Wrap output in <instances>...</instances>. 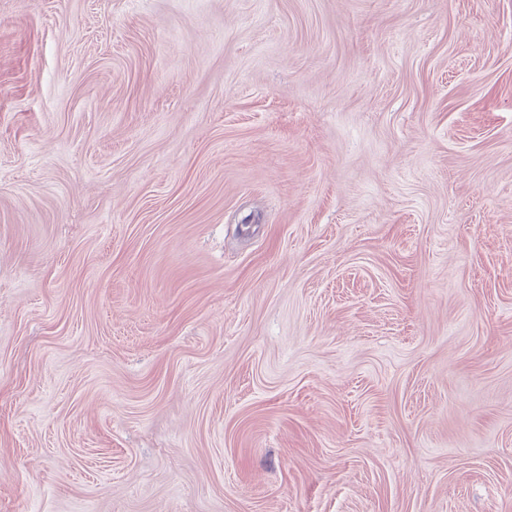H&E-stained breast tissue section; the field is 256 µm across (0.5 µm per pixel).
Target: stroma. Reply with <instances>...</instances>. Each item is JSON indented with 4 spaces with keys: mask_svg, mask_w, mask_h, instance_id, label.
Returning <instances> with one entry per match:
<instances>
[{
    "mask_svg": "<svg viewBox=\"0 0 512 512\" xmlns=\"http://www.w3.org/2000/svg\"><path fill=\"white\" fill-rule=\"evenodd\" d=\"M0 512H512V0H0Z\"/></svg>",
    "mask_w": 512,
    "mask_h": 512,
    "instance_id": "obj_1",
    "label": "stroma"
}]
</instances>
